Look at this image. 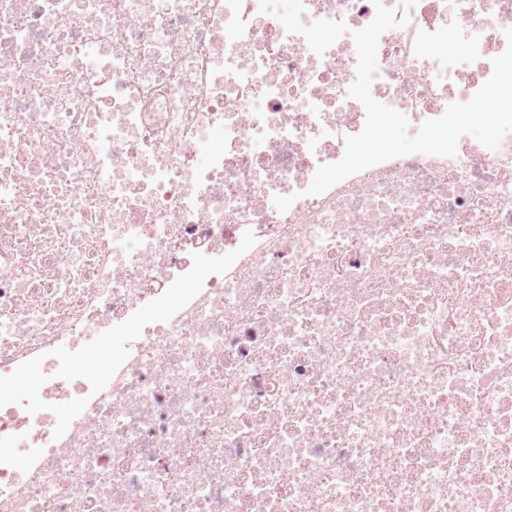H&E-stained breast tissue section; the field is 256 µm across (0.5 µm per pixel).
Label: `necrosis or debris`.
<instances>
[{
	"label": "necrosis or debris",
	"instance_id": "necrosis-or-debris-1",
	"mask_svg": "<svg viewBox=\"0 0 512 512\" xmlns=\"http://www.w3.org/2000/svg\"><path fill=\"white\" fill-rule=\"evenodd\" d=\"M303 3L323 55L258 0H0V512H512V133L307 195L375 8ZM409 17L415 130L512 0Z\"/></svg>",
	"mask_w": 512,
	"mask_h": 512
}]
</instances>
